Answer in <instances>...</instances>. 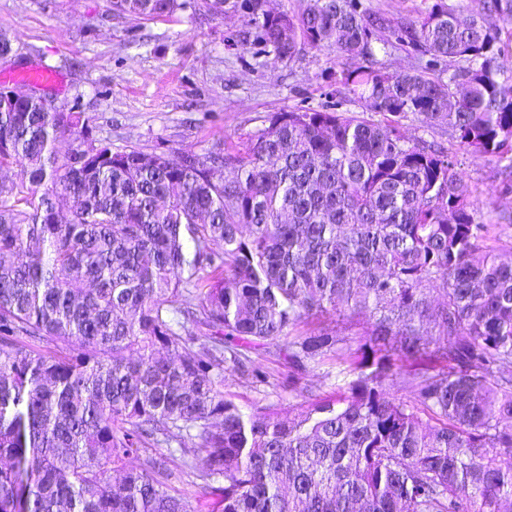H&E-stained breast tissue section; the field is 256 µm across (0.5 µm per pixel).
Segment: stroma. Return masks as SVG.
Wrapping results in <instances>:
<instances>
[{
	"label": "stroma",
	"mask_w": 512,
	"mask_h": 512,
	"mask_svg": "<svg viewBox=\"0 0 512 512\" xmlns=\"http://www.w3.org/2000/svg\"><path fill=\"white\" fill-rule=\"evenodd\" d=\"M247 30L246 18L204 8L163 20L113 13L111 0H0V34L16 51L0 60V86L23 90L11 80L20 64L42 65L62 77L49 89L56 103L80 97L113 149L202 154L263 127L271 113L330 102L325 78L336 70L335 53L259 58ZM461 171L495 226L496 247L512 253V197L499 194L497 165L467 155ZM224 392L247 412L260 404L284 413L292 403L288 392L250 387L230 369Z\"/></svg>",
	"instance_id": "stroma-1"
}]
</instances>
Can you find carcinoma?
Masks as SVG:
<instances>
[{
  "mask_svg": "<svg viewBox=\"0 0 512 512\" xmlns=\"http://www.w3.org/2000/svg\"><path fill=\"white\" fill-rule=\"evenodd\" d=\"M205 5L247 16L276 61L335 52L361 111L271 113L199 155L114 151L77 100L0 98V169L27 178L0 182V512H203L175 487L185 474L211 512H503L512 261L488 245L458 153L498 164L512 194V0H433L394 22L361 0L283 17L267 0ZM389 48L417 65L388 71ZM408 119L447 126L456 149L406 135ZM270 347L285 380L257 360ZM329 361L335 394L296 390ZM227 364L292 410L244 412ZM148 446L177 449L180 471L155 453L127 466Z\"/></svg>",
  "mask_w": 512,
  "mask_h": 512,
  "instance_id": "carcinoma-1",
  "label": "carcinoma"
}]
</instances>
